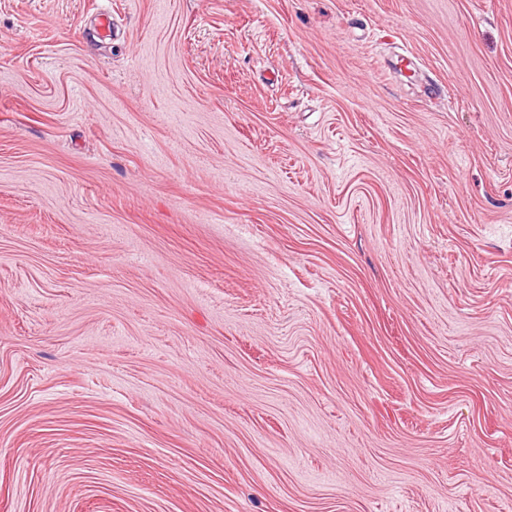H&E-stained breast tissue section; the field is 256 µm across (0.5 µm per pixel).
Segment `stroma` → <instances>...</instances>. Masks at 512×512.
<instances>
[{
    "mask_svg": "<svg viewBox=\"0 0 512 512\" xmlns=\"http://www.w3.org/2000/svg\"><path fill=\"white\" fill-rule=\"evenodd\" d=\"M0 512H512V0H0Z\"/></svg>",
    "mask_w": 512,
    "mask_h": 512,
    "instance_id": "stroma-1",
    "label": "stroma"
}]
</instances>
